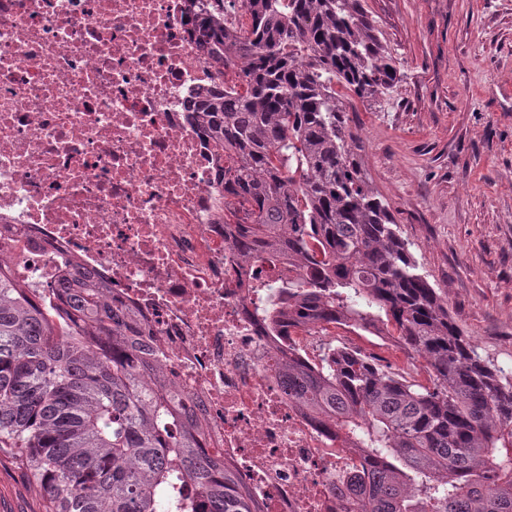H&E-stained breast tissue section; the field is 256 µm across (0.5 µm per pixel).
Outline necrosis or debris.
Segmentation results:
<instances>
[{"mask_svg": "<svg viewBox=\"0 0 512 512\" xmlns=\"http://www.w3.org/2000/svg\"><path fill=\"white\" fill-rule=\"evenodd\" d=\"M188 5L0 0V255L40 288L66 260L102 277L261 512H337L364 457L288 400L280 361L307 338L273 341L256 311L305 271L231 248V162L192 120L217 68Z\"/></svg>", "mask_w": 512, "mask_h": 512, "instance_id": "obj_1", "label": "necrosis or debris"}]
</instances>
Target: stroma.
<instances>
[{"label":"stroma","instance_id":"35a3bbf8","mask_svg":"<svg viewBox=\"0 0 512 512\" xmlns=\"http://www.w3.org/2000/svg\"><path fill=\"white\" fill-rule=\"evenodd\" d=\"M401 80L355 102L362 168L448 314L492 367L512 368V0H364ZM415 381L423 360L366 332L312 330ZM24 466L0 451V512H46Z\"/></svg>","mask_w":512,"mask_h":512}]
</instances>
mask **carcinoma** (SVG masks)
<instances>
[{
  "mask_svg": "<svg viewBox=\"0 0 512 512\" xmlns=\"http://www.w3.org/2000/svg\"><path fill=\"white\" fill-rule=\"evenodd\" d=\"M228 0L190 11V35L240 87L196 114L233 157L227 190L249 204L232 241L245 261L307 270L261 311L270 335L336 324L387 329L433 376L426 386L358 350L288 353V398L362 449V496L340 512H512V371L490 367L420 273L366 178L340 85L376 101L398 82L363 0ZM149 330L71 263L34 288L0 260V449L48 512H260L152 348Z\"/></svg>",
  "mask_w": 512,
  "mask_h": 512,
  "instance_id": "cac0c4a2",
  "label": "carcinoma"
}]
</instances>
